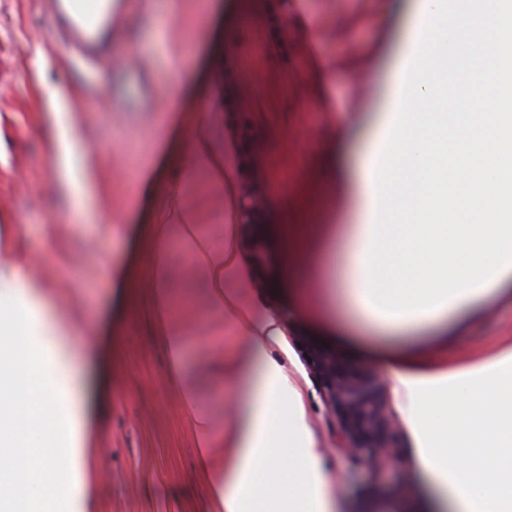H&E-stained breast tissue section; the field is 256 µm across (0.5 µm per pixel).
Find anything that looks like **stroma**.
I'll list each match as a JSON object with an SVG mask.
<instances>
[{
	"instance_id": "1",
	"label": "stroma",
	"mask_w": 512,
	"mask_h": 512,
	"mask_svg": "<svg viewBox=\"0 0 512 512\" xmlns=\"http://www.w3.org/2000/svg\"><path fill=\"white\" fill-rule=\"evenodd\" d=\"M243 15L229 14L228 0H137L119 26V38L137 51L120 70H93L71 61L54 33L42 0H0V227L21 224L20 247L39 253L38 276L65 297L60 317L79 312L83 331L67 336L75 367L85 383V404L98 442L99 464L88 512H210L194 470V439L179 389L168 378L162 342L145 300L123 287L128 264L140 279L151 276L149 259H134V232L127 215L163 208L138 173L164 139L180 126L190 100V78L211 66L230 72L245 99L225 101L213 128L216 144H234L241 197L264 198L261 221L239 226L237 244L252 279L246 294L284 316L275 359L299 389L325 471L334 478L340 512H398L409 501L425 512L427 496L417 471L411 436L397 410L389 415L402 444L407 482L403 493L355 499L347 490L367 471L336 447V424L296 347L303 329L317 342L373 371L380 363L362 340L340 335L316 289L300 287L287 274L286 226L308 224L322 203L324 187L313 167L329 151L352 160L363 139L358 129L385 111L393 93L392 73L404 48L406 9L386 0H248ZM326 28L320 53L328 68L310 66L314 27ZM364 65L341 67L344 59ZM67 86L83 103L80 135L100 154L101 182L109 215L96 206L68 212L65 196L46 164L55 98ZM117 231L99 238L107 217ZM265 245L255 262L250 235ZM71 253L68 265L60 252ZM112 256L103 276L100 254ZM168 276L175 311L193 329L187 382L200 409L216 428V457L227 452V400L240 396L232 363L240 348L234 329L207 308L201 267L173 255ZM512 337V286L488 305L448 318L443 336H403L407 350L461 360L486 355Z\"/></svg>"
}]
</instances>
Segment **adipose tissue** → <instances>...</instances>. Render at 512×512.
Segmentation results:
<instances>
[{
	"label": "adipose tissue",
	"instance_id": "ef3b65f1",
	"mask_svg": "<svg viewBox=\"0 0 512 512\" xmlns=\"http://www.w3.org/2000/svg\"><path fill=\"white\" fill-rule=\"evenodd\" d=\"M487 31V65L458 85V110L436 80L449 58H461L472 26ZM502 24L487 0H467L448 17L444 0H412L409 39L431 38L433 55L422 78L408 82L400 64L397 85H408L412 109L383 112L354 168L330 159L324 210L312 228L292 227L288 274L306 288L334 290L359 323L387 337L447 320L459 307L488 298L512 283V113L475 112L507 83L496 68ZM205 105L185 113L190 143H166L143 170L161 194L167 217L140 220L138 232L155 266L179 239L185 256L207 272L208 301L244 348L234 367L242 398L233 407L231 451L213 453L216 431L184 386L188 332L172 318L169 282L153 274L131 281L152 307L164 337L169 378L195 435L196 469L214 512H332L330 479L322 468L302 397L271 349L282 334L279 318L244 295L248 275L237 246L242 205L232 146L216 148L211 129L224 106V85L204 89ZM77 115L57 121L47 161L72 211L100 192L98 152L80 142ZM204 174L224 198L221 235H206L179 203L166 172ZM337 253L338 277H315L308 253ZM36 258L0 244V447H24L0 468V512H87L96 438L89 427L79 378L49 308L52 287L30 272ZM389 375L397 409L416 448L432 512H512V338L491 355L450 365L375 348ZM294 451L277 453L281 439ZM283 488L287 506L259 501L260 487Z\"/></svg>",
	"mask_w": 512,
	"mask_h": 512
}]
</instances>
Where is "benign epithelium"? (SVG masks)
Returning <instances> with one entry per match:
<instances>
[{
    "label": "benign epithelium",
    "instance_id": "1",
    "mask_svg": "<svg viewBox=\"0 0 512 512\" xmlns=\"http://www.w3.org/2000/svg\"><path fill=\"white\" fill-rule=\"evenodd\" d=\"M296 340L300 352L310 358L306 365L336 420L337 448L371 468L370 481L359 490L360 497L375 490L388 492L394 485L383 479L381 467L395 469L402 458L380 377L302 332Z\"/></svg>",
    "mask_w": 512,
    "mask_h": 512
}]
</instances>
